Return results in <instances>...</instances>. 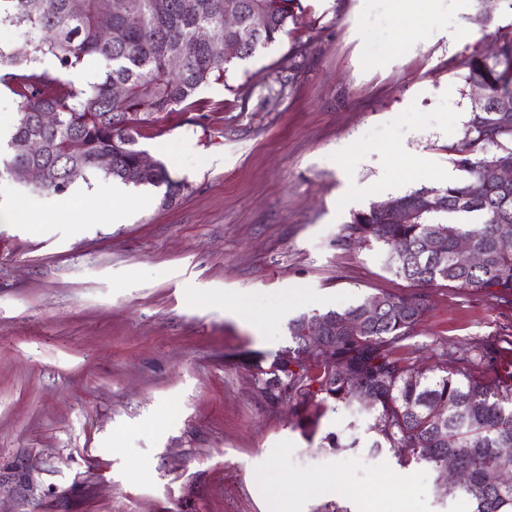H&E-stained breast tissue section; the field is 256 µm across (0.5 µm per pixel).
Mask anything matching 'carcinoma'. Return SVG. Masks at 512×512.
<instances>
[{
    "label": "carcinoma",
    "mask_w": 512,
    "mask_h": 512,
    "mask_svg": "<svg viewBox=\"0 0 512 512\" xmlns=\"http://www.w3.org/2000/svg\"><path fill=\"white\" fill-rule=\"evenodd\" d=\"M0 0V23L21 26L31 33L49 31L52 37L30 43L22 52L0 51V74L20 98L15 132L0 158V177L24 184L31 166L44 171L33 184L39 191L62 195L77 180L87 182L102 174L135 187L166 185V196L179 194L185 184L171 178L160 161L142 167L139 128L164 112L194 106L193 95L210 80H219L233 60L224 57V43H241L238 60H245L288 34L303 12L301 0H194L193 10L183 0H118L110 27L99 21L101 0ZM239 13L241 26L224 28V12ZM141 18L136 28L123 15ZM210 32L206 41L196 31ZM498 53L474 55L465 68V83L482 84L488 101L471 108L462 142L451 148L452 162L463 178L433 189L421 187L398 197L413 205L425 192L441 194L439 208L413 209L407 223L391 224L373 203L352 214L338 238L342 246L381 243L388 248L387 263L397 276L420 291L406 296L383 294L344 309L301 314L288 322V345L268 366L251 361L252 376L265 396L286 402L302 431H314L324 413L344 408L354 417L368 415L373 434L370 449L394 451L401 466L423 464L436 474V490L443 499L467 502L471 512H512V375L486 378L475 373L478 359L496 351L493 343L481 354L458 351L442 354L428 366L402 354L405 341L427 309L425 288L440 281L463 291H491L512 304V249L500 245L503 230L512 233V183L493 177L499 166H512V112H500L497 101L512 99V22L498 27ZM184 53L174 67L171 57ZM52 55L64 70L75 69L86 58L106 63L104 78L77 89L31 62ZM121 83L123 95L112 86ZM53 112L52 126L41 115ZM38 137L45 148L38 155L21 151L23 142ZM112 156L103 168L98 157ZM469 242L483 256L477 266L455 260L458 244ZM329 320L325 338L332 348L326 358L306 342L307 323ZM350 432H329L321 447H360L356 425ZM469 472L462 484L448 482V459Z\"/></svg>",
    "instance_id": "obj_1"
}]
</instances>
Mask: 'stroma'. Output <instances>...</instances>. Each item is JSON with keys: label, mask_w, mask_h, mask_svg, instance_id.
Listing matches in <instances>:
<instances>
[{"label": "stroma", "mask_w": 512, "mask_h": 512, "mask_svg": "<svg viewBox=\"0 0 512 512\" xmlns=\"http://www.w3.org/2000/svg\"><path fill=\"white\" fill-rule=\"evenodd\" d=\"M283 36L140 129L185 188L134 192L122 224L77 227L65 198L0 179L39 226L0 222V512H268L272 483L341 473L345 512H470L434 473L385 450L320 447L348 411L302 433L251 381L247 354L288 322L415 289L385 246H337L353 212L452 169L471 99L464 59L486 53L502 0H304ZM467 30L451 43L443 30ZM300 66L281 68L294 47ZM407 344L450 346L512 373V305L445 282Z\"/></svg>", "instance_id": "1"}]
</instances>
